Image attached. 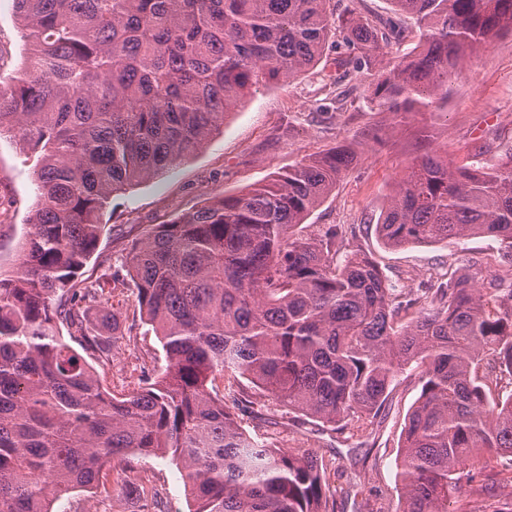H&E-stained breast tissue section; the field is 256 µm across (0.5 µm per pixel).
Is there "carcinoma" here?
I'll return each mask as SVG.
<instances>
[{"label": "carcinoma", "mask_w": 512, "mask_h": 512, "mask_svg": "<svg viewBox=\"0 0 512 512\" xmlns=\"http://www.w3.org/2000/svg\"><path fill=\"white\" fill-rule=\"evenodd\" d=\"M330 2L15 0L24 56L0 72V136L35 157L40 204L21 275L0 276V512H53L136 454L181 466L191 512H330L327 465L246 434L229 406L251 403L249 383L329 427L361 426L411 366L402 512H448L465 485L498 500L485 455L512 457V394L493 397L512 378V271L402 300L364 250L336 259L343 226L297 234L357 159L347 146L135 241L125 263L166 370L118 398L88 362L116 341L87 319L100 283L83 277L113 195L198 153L253 90L331 42L337 68L366 75L371 111L399 115L435 107L468 55L512 33V0H389L381 28ZM408 20L419 41L389 63ZM496 149L493 164L415 157L381 210L384 244L490 237L512 257V145Z\"/></svg>", "instance_id": "cac0c4a2"}]
</instances>
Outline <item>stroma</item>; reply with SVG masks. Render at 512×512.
<instances>
[{
  "label": "stroma",
  "mask_w": 512,
  "mask_h": 512,
  "mask_svg": "<svg viewBox=\"0 0 512 512\" xmlns=\"http://www.w3.org/2000/svg\"><path fill=\"white\" fill-rule=\"evenodd\" d=\"M13 0H0V71L21 63L22 39ZM336 51L326 49L313 68L286 82L258 88L224 122L223 133L176 169L114 196L105 211L99 249L86 267L90 278L124 267L125 248L157 225L218 195H233L264 182L303 159L330 148L355 149L357 161L324 202L302 224L303 235L316 237L329 224L342 225L349 246L370 252L399 292L421 283L469 274L481 276L512 265L498 244L477 237L461 244L443 241L385 246L376 232L380 209L399 173L426 151L448 156L454 164L474 160L492 164L497 151L482 145L512 144V34L471 54L460 78L448 83V98L432 112L405 118L371 111L363 77L338 78ZM481 105H473V97ZM37 203L31 170L13 138L0 137V274L16 269V257L28 238ZM108 309L122 336L110 356L96 359L104 386L121 395L141 379L160 376L166 364L162 345L142 324L133 288L113 290ZM420 393L414 372H403L377 418L364 430L330 428L290 411L261 394L256 411L235 409L250 435L295 453L312 452L328 464L327 496L335 512H399L396 463L398 442L408 411ZM104 487L72 493L68 512H131L129 485L141 486L152 512H191L181 469L167 457L141 455L106 468Z\"/></svg>",
  "instance_id": "obj_1"
}]
</instances>
